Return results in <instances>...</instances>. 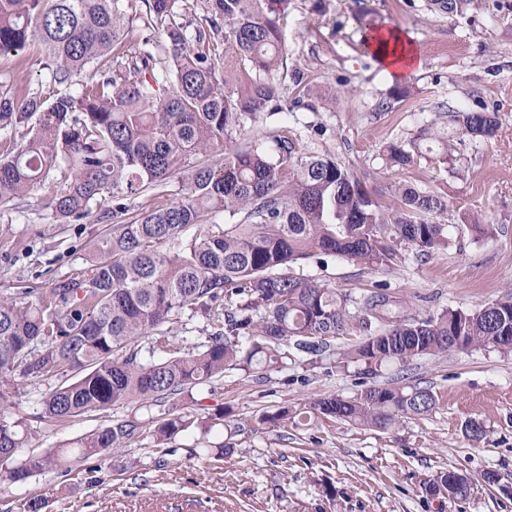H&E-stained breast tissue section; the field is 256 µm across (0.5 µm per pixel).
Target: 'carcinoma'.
<instances>
[{
  "mask_svg": "<svg viewBox=\"0 0 512 512\" xmlns=\"http://www.w3.org/2000/svg\"><path fill=\"white\" fill-rule=\"evenodd\" d=\"M288 2L204 0L195 18L187 0H0V58L35 48L45 72L36 90L9 74L0 82V206L22 209L39 191L61 224L98 211L113 220L79 272L0 295L1 407L11 405L18 379L69 371L79 377L39 400L38 417L50 425L132 400L160 406L232 370L283 366L291 339L298 352L322 356L336 337L358 335L348 356L370 367L451 349L512 351L501 341L512 336L511 298L417 318L383 293L357 300L294 271L317 254L366 265L432 259L448 245V199L398 182V204L385 209L334 154L310 151L286 130L272 151L261 138L236 142L245 121L288 109L271 78L286 64L279 20ZM472 3L427 7L445 15ZM136 22L148 35L133 50ZM226 58L260 78L224 69ZM82 73L80 89L70 90ZM498 130L495 112L452 110L447 125L385 146L382 160L403 169L424 158L457 175V145ZM219 149L222 157L205 160ZM140 197L128 216L126 200ZM217 213L228 222H206ZM468 223L479 236L494 234L478 213ZM185 314L203 326L198 341L177 347L166 327ZM435 405L425 387L369 386L309 402L324 416L380 430ZM297 416L283 407L259 421ZM195 426L183 413L129 415L17 464L26 437L19 422L0 417V481L74 466L93 474L89 461L104 453L144 435L160 445ZM438 484L456 500L471 490L453 470L429 479L425 493Z\"/></svg>",
  "mask_w": 512,
  "mask_h": 512,
  "instance_id": "carcinoma-1",
  "label": "carcinoma"
}]
</instances>
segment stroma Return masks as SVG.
I'll return each mask as SVG.
<instances>
[{"mask_svg":"<svg viewBox=\"0 0 512 512\" xmlns=\"http://www.w3.org/2000/svg\"><path fill=\"white\" fill-rule=\"evenodd\" d=\"M314 3L290 0L280 21L288 57L278 78L287 100L302 98L303 107L246 122L237 141L292 130L305 147L334 153L379 202L392 203L397 182L447 196L452 229L447 248L430 260L378 268L313 258L305 274L356 297L385 289L399 309L422 317L512 296V0H479L454 15L430 12L426 0H324L319 11ZM362 18L380 29H404L421 51L420 68L398 81L386 75L364 41ZM298 70L305 75L299 86ZM398 85L409 94L390 102ZM480 108L497 113L500 130L494 140L461 146L459 176L422 158L399 171L384 167L386 144L409 139L423 125L446 124L449 111ZM319 126L325 135L316 134ZM473 210L495 225L494 235L464 225ZM111 227L108 220L56 223L35 196L24 212L0 208V293H17L44 271L58 277L83 268L88 244ZM58 384L27 380L0 413L21 421L28 436L23 455L76 441L116 416L158 414L132 401L51 426L39 419L38 401ZM365 384L428 387L437 405L387 430L307 409L314 397H350ZM284 406L300 410L297 421L259 424L260 415ZM178 409L199 417L205 429L175 436L166 453L148 438L96 458L95 482L82 472L56 471L0 485V512H15L36 495L46 500L44 512H512V352L448 351L372 371L360 361L305 356L201 384ZM471 420L485 427L481 441L464 431ZM203 443L224 448L223 458L200 457ZM448 468L469 477L466 499L424 492V482ZM487 473L494 483L484 481Z\"/></svg>","mask_w":512,"mask_h":512,"instance_id":"35a3bbf8","label":"stroma"}]
</instances>
